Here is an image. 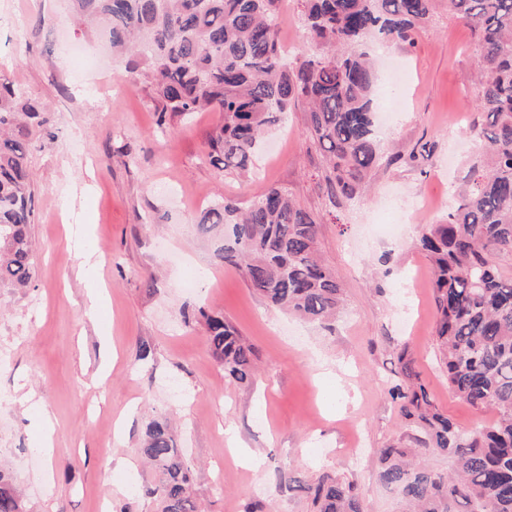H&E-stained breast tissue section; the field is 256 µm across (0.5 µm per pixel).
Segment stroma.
I'll return each instance as SVG.
<instances>
[{"label": "stroma", "mask_w": 512, "mask_h": 512, "mask_svg": "<svg viewBox=\"0 0 512 512\" xmlns=\"http://www.w3.org/2000/svg\"><path fill=\"white\" fill-rule=\"evenodd\" d=\"M372 46L403 64L400 81L379 76L374 93L379 112L405 101L392 131L379 135L384 154L403 161L378 169L360 201L334 208L305 104L268 134L250 174L219 172L207 153L220 113L155 112L151 87L128 83L68 0H0V74L49 117L31 157L36 276L23 291L0 288V463L29 512H155L130 485L154 478L137 448L159 417L173 426L204 512H313L294 480L327 473L360 487L365 512H398L377 451L416 445L388 394L401 355L457 430L493 420L448 387L432 274L418 247L422 225L445 221L450 190L476 150V47L448 0H436L414 47ZM424 144L429 156L405 163ZM272 186L318 220L319 253L343 288L336 322L313 325L271 308L198 230L197 215L218 199L244 207ZM420 198L427 207L416 223L381 232ZM71 224L88 228L85 243L100 256L93 278L106 300L94 317L66 242ZM201 307L254 346L252 384L225 378L195 315ZM144 342L151 352L141 360ZM104 367L101 389L91 378ZM23 387L53 417L52 448L39 445L37 410L17 401ZM234 438L260 456V470L239 465L228 450ZM358 444L363 453L346 456Z\"/></svg>", "instance_id": "stroma-1"}]
</instances>
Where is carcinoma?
I'll return each mask as SVG.
<instances>
[{"label": "carcinoma", "instance_id": "carcinoma-1", "mask_svg": "<svg viewBox=\"0 0 512 512\" xmlns=\"http://www.w3.org/2000/svg\"><path fill=\"white\" fill-rule=\"evenodd\" d=\"M83 26H109L112 52L129 81L152 87L155 111L174 116L221 112L208 142L210 163L248 174L264 133L308 104L309 132L324 153L332 205L356 199L373 173L399 158L382 153L372 108L375 73L365 41L379 35L410 48L431 20L436 0H300L310 45L300 62L284 58L278 0H70ZM476 45L477 110L470 129L478 145L466 164L454 207L419 240L429 258L437 309L435 335L450 390L494 421L462 433L434 405L419 375L389 388L404 418L425 431L415 452L378 449L381 482L396 489L404 512H512V0H448ZM47 123L26 91L0 74V286L27 288L35 277L30 225L34 189L33 125ZM198 226L221 234L218 259L243 273L274 307L325 323L341 303L336 274L318 257L316 218L289 193L269 188L246 209L230 199L203 210ZM208 345L224 376L249 385L253 347L221 316L204 315ZM439 450L448 472L423 456ZM141 458L156 474L135 492L159 512H200L189 466L167 422L145 431ZM318 512H364L357 485L324 475L295 479ZM0 512H26L9 473L0 468Z\"/></svg>", "mask_w": 512, "mask_h": 512}]
</instances>
